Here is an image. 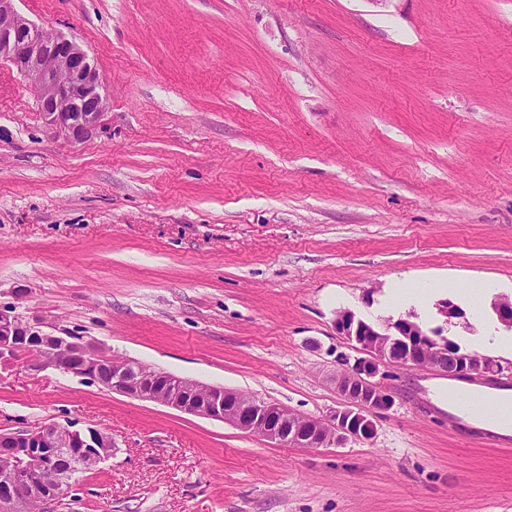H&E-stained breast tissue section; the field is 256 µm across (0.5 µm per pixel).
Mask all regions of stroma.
<instances>
[{"mask_svg": "<svg viewBox=\"0 0 512 512\" xmlns=\"http://www.w3.org/2000/svg\"><path fill=\"white\" fill-rule=\"evenodd\" d=\"M103 77L106 130H46L0 63V308L293 413L334 409L337 311L473 349L512 298V0H19ZM455 281L388 301L395 282ZM493 283L476 298L471 284ZM367 440L277 445L47 370L0 429L115 450L51 512H512V449L448 428L453 380L394 369Z\"/></svg>", "mask_w": 512, "mask_h": 512, "instance_id": "obj_1", "label": "stroma"}]
</instances>
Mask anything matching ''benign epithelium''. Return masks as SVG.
<instances>
[{"label":"benign epithelium","mask_w":512,"mask_h":512,"mask_svg":"<svg viewBox=\"0 0 512 512\" xmlns=\"http://www.w3.org/2000/svg\"><path fill=\"white\" fill-rule=\"evenodd\" d=\"M0 0V61L7 62L35 87L45 124L58 135L81 142L103 132L108 102L103 80L86 51L55 31L38 26ZM336 332L355 343L361 356L336 375L338 406L324 419L304 418L277 403L241 397L218 385L202 384L150 364L126 359L112 370L106 389L211 418L277 444L295 448L339 445L371 438L376 420L394 404V396L376 382L380 367L430 369L450 378L471 376L492 381L503 367L492 358L476 359L458 350L441 329L398 319L377 326L340 310ZM94 340L67 332L47 333L42 322L0 309V368L21 364L31 370L54 369L91 383L111 357ZM115 447L112 435L95 428L75 429L48 423L34 431L0 430V452L20 457L18 472L0 480V512H27L35 495L51 496L65 484L49 458L73 449L71 469L86 456L104 462Z\"/></svg>","instance_id":"7a95c632"}]
</instances>
